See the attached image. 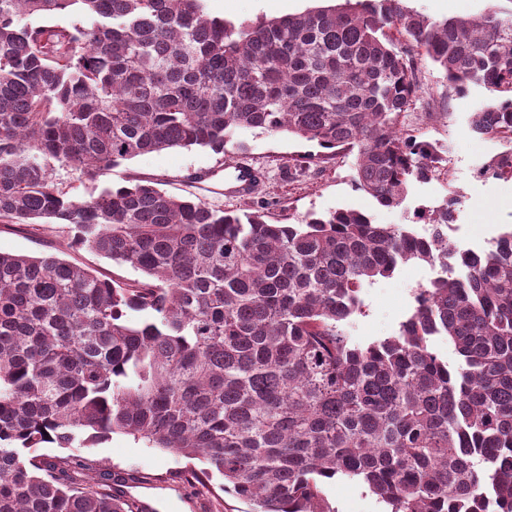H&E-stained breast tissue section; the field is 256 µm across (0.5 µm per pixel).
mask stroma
<instances>
[{
	"mask_svg": "<svg viewBox=\"0 0 512 512\" xmlns=\"http://www.w3.org/2000/svg\"><path fill=\"white\" fill-rule=\"evenodd\" d=\"M210 15L240 23L256 18H278L322 7L323 0H205ZM410 8L432 18L476 16L489 6L510 11L512 0H408ZM420 91L405 128L417 139L436 145L443 158L440 174L425 183H413L405 203L395 209L380 207L355 185L354 156L345 151L328 158L318 170L294 166V157L319 153L316 143L285 134L242 131L223 152L207 148H173L135 157L105 170L97 182H89L79 170L55 165L59 187L83 198L104 186H121L132 179L151 180L167 194L199 198L216 209L252 211L263 209L272 224H296L310 213L324 214L339 208L355 209L373 216L378 224H410L414 212L438 205L442 200H460L455 228L449 236L460 248H476L502 231L512 228V187L496 179L481 180L474 172L501 145L470 129V116L493 100L484 87L474 86L465 94L449 93L441 69L430 59L417 60ZM245 160L262 171L253 193L245 198L224 193V166ZM70 234L63 224L33 227L0 221V252L41 257L54 255L107 279L130 281L140 273L86 248L68 245ZM427 265L410 262L389 278L363 288V312L345 326L356 342L368 343L398 332L411 313L414 293L428 283ZM79 459L115 474H133L141 483L132 493L154 507L155 512H254L249 502L222 491L223 479L215 475L217 496L203 498L184 487L180 475L202 469L188 459L150 447L144 441L116 432L105 441L75 451ZM331 512H387L388 506L360 480L336 478L321 485Z\"/></svg>",
	"mask_w": 512,
	"mask_h": 512,
	"instance_id": "stroma-1",
	"label": "stroma"
}]
</instances>
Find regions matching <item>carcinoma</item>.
Wrapping results in <instances>:
<instances>
[{"label":"carcinoma","instance_id":"carcinoma-1","mask_svg":"<svg viewBox=\"0 0 512 512\" xmlns=\"http://www.w3.org/2000/svg\"><path fill=\"white\" fill-rule=\"evenodd\" d=\"M75 8L89 25L22 23ZM420 54L457 93H499L472 132L512 135V12L339 0L236 25L204 0H0V220L65 224L144 274L0 253V512H146L121 489L137 477L79 481L91 465L36 454L115 431L204 460L181 481L211 496L216 472L255 512H332L318 479L337 476L390 512H512V229L459 248L454 197L416 212L425 234L352 209L270 224L140 182L76 198L49 165L95 182L139 155L285 131L354 154L357 189L399 207L442 161L401 123ZM410 261L443 274L397 334L353 341L364 286Z\"/></svg>","mask_w":512,"mask_h":512}]
</instances>
